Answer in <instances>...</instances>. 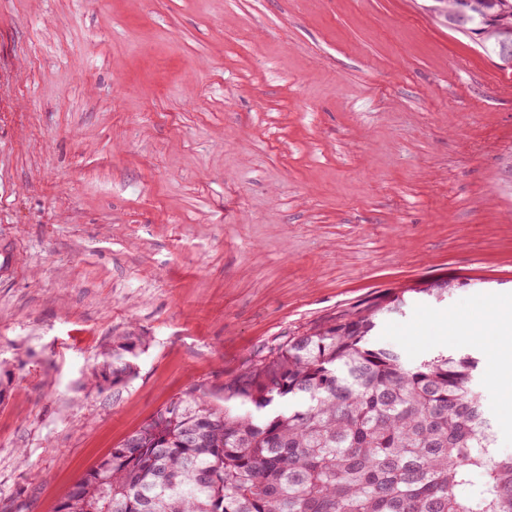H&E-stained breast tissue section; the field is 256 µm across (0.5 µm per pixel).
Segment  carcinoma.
Masks as SVG:
<instances>
[{
	"mask_svg": "<svg viewBox=\"0 0 512 512\" xmlns=\"http://www.w3.org/2000/svg\"><path fill=\"white\" fill-rule=\"evenodd\" d=\"M448 27L499 57L512 0H476ZM404 296L336 313L224 383L192 384L72 485L55 512H512V454L500 453L470 355L413 363L371 341ZM141 338L119 336L91 379L119 389Z\"/></svg>",
	"mask_w": 512,
	"mask_h": 512,
	"instance_id": "cac0c4a2",
	"label": "carcinoma"
}]
</instances>
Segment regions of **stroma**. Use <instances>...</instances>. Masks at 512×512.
Returning a JSON list of instances; mask_svg holds the SVG:
<instances>
[{
	"instance_id": "1",
	"label": "stroma",
	"mask_w": 512,
	"mask_h": 512,
	"mask_svg": "<svg viewBox=\"0 0 512 512\" xmlns=\"http://www.w3.org/2000/svg\"><path fill=\"white\" fill-rule=\"evenodd\" d=\"M441 9L0 0V512H55L191 384L400 291L374 342L478 358L512 453L486 334L436 341L512 298V71ZM131 330L136 377L90 385Z\"/></svg>"
}]
</instances>
